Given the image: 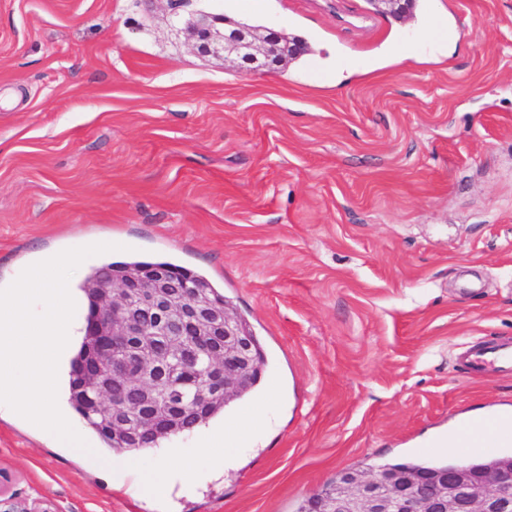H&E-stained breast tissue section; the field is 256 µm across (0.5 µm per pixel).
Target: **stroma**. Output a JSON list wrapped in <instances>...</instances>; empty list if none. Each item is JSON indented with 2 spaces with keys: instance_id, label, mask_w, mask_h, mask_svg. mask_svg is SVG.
<instances>
[{
  "instance_id": "1",
  "label": "stroma",
  "mask_w": 512,
  "mask_h": 512,
  "mask_svg": "<svg viewBox=\"0 0 512 512\" xmlns=\"http://www.w3.org/2000/svg\"><path fill=\"white\" fill-rule=\"evenodd\" d=\"M302 37L286 68L197 54L167 0H0V288L94 243L205 274L266 357L232 424L277 428L170 499L111 456L0 414V468L54 512H297L337 471L445 457L455 425L512 408V375L457 353L512 338V0H191ZM402 64H394V57ZM201 431L169 449L206 470Z\"/></svg>"
}]
</instances>
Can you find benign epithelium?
I'll return each mask as SVG.
<instances>
[{
  "mask_svg": "<svg viewBox=\"0 0 512 512\" xmlns=\"http://www.w3.org/2000/svg\"><path fill=\"white\" fill-rule=\"evenodd\" d=\"M184 32L198 54L253 71L285 65L306 52L303 43L271 31L263 36L259 27L223 14H193ZM171 280L170 271L155 270L92 289L95 348L81 373L78 398L106 411L112 435L131 447H148L130 431L133 419L140 420L142 432L160 418L187 432L183 421L192 406L229 399L261 371L230 308L195 288L176 299L169 294ZM191 356L203 365L195 397L186 403L163 382L173 368L190 370ZM8 483L0 469V512H51L8 492ZM311 499V512H512V463L414 476L383 468L349 472L344 482L326 485Z\"/></svg>",
  "mask_w": 512,
  "mask_h": 512,
  "instance_id": "benign-epithelium-1",
  "label": "benign epithelium"
}]
</instances>
